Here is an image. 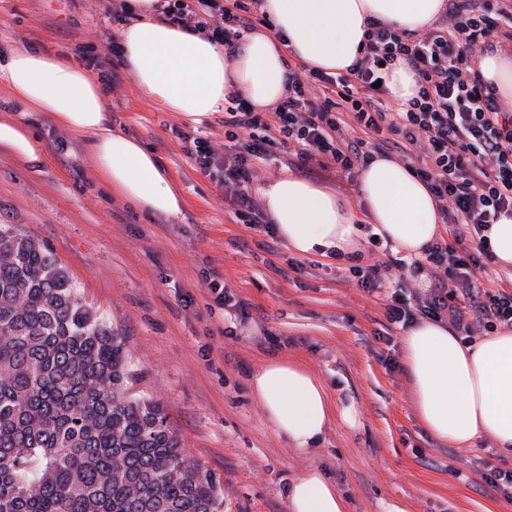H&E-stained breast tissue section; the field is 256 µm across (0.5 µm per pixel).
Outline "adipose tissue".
<instances>
[{
    "instance_id": "obj_1",
    "label": "adipose tissue",
    "mask_w": 512,
    "mask_h": 512,
    "mask_svg": "<svg viewBox=\"0 0 512 512\" xmlns=\"http://www.w3.org/2000/svg\"><path fill=\"white\" fill-rule=\"evenodd\" d=\"M131 5V20L121 31L127 69L143 96L192 124L221 111L231 92L259 109L280 102L288 88L284 51L307 66L342 73L359 58L369 21L418 32L445 8L444 0H262L274 33H246L229 57L206 34L155 20L154 0ZM478 67L512 111V56L487 53ZM0 85L18 112L48 113L81 143L87 167L114 197L144 214L181 216L179 186L140 140L112 128L103 87L84 68L20 45L0 60ZM0 151L31 170L45 163L22 121H0ZM259 194L279 237L301 256L349 255L368 223L393 255L410 261L422 257L441 232L430 190L392 157L377 156L362 169L358 211L290 173L266 182ZM402 341L425 430L458 448L488 436L502 455H512V328L466 342L448 324L424 319ZM250 388L274 433L301 450L316 448L336 416L325 382L296 362L266 361L251 375ZM287 496L290 512H348L345 496L313 470L294 479Z\"/></svg>"
}]
</instances>
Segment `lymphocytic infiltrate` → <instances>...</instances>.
Listing matches in <instances>:
<instances>
[{
    "instance_id": "obj_1",
    "label": "lymphocytic infiltrate",
    "mask_w": 512,
    "mask_h": 512,
    "mask_svg": "<svg viewBox=\"0 0 512 512\" xmlns=\"http://www.w3.org/2000/svg\"><path fill=\"white\" fill-rule=\"evenodd\" d=\"M261 0H157L160 20L189 33L205 31L233 53L244 34L267 24ZM361 58L336 75L304 65L288 70V95L269 117L237 95L228 96L222 154L208 139L182 134L184 152L222 185L241 223L257 232L270 221L249 192L257 163L275 164L278 148L303 166L352 174L390 152L418 177L438 203L450 241L427 249L424 262L378 260L350 269L358 285L384 295L389 324L448 319L465 338L512 327V290L478 283L493 254L485 231L512 214V111L484 84L477 55L512 42V0H447L428 32L399 33L370 22ZM404 63L418 91L403 109L386 100L383 82ZM433 269L424 290L405 271Z\"/></svg>"
}]
</instances>
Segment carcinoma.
I'll return each mask as SVG.
<instances>
[{"instance_id": "carcinoma-1", "label": "carcinoma", "mask_w": 512, "mask_h": 512, "mask_svg": "<svg viewBox=\"0 0 512 512\" xmlns=\"http://www.w3.org/2000/svg\"><path fill=\"white\" fill-rule=\"evenodd\" d=\"M0 512H220L163 407L126 395L124 338L29 236L0 228Z\"/></svg>"}]
</instances>
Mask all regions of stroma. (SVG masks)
I'll return each instance as SVG.
<instances>
[{
    "instance_id": "1",
    "label": "stroma",
    "mask_w": 512,
    "mask_h": 512,
    "mask_svg": "<svg viewBox=\"0 0 512 512\" xmlns=\"http://www.w3.org/2000/svg\"><path fill=\"white\" fill-rule=\"evenodd\" d=\"M116 26L96 0H0V54L8 40L82 64L79 46L106 50ZM107 94L114 128L139 139L183 191L170 220L114 199L84 162L81 143L40 112L27 119L47 155L41 172L0 152V225L46 247L83 302L124 336L129 395L161 403L185 453L218 481L223 512H289L287 488L316 469L350 512H512L485 485L487 467L512 458L480 438L451 448L430 436L413 406L402 350L379 297L350 280L355 260L299 256L280 238L239 223L222 186L182 150L177 131L224 144V115L185 122L142 99L129 71ZM228 288L240 316L217 302ZM270 358L317 372L337 409L314 449L292 448L266 424L249 386Z\"/></svg>"
}]
</instances>
